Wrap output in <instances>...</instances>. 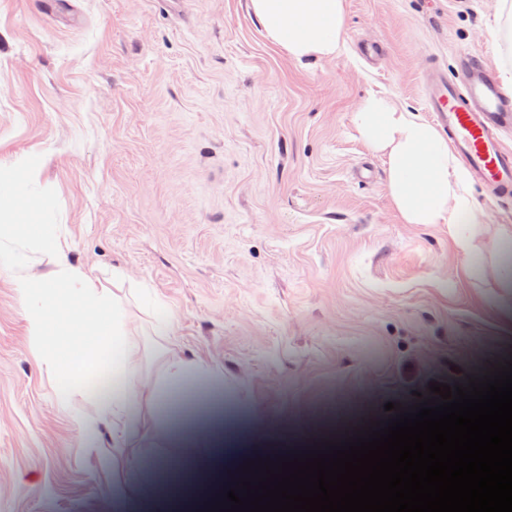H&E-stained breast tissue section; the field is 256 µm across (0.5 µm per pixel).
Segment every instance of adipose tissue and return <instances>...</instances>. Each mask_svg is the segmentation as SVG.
<instances>
[{
	"label": "adipose tissue",
	"mask_w": 512,
	"mask_h": 512,
	"mask_svg": "<svg viewBox=\"0 0 512 512\" xmlns=\"http://www.w3.org/2000/svg\"><path fill=\"white\" fill-rule=\"evenodd\" d=\"M268 38L296 60L339 54L344 45V0H250ZM355 137L382 154L388 166L392 203L404 223L445 224L467 253L482 250L483 219L474 205L472 185L446 137L416 113L389 98L367 96L352 115ZM68 239L56 224L29 226L15 235L0 225V268L13 273L29 336L42 348L41 361L58 380L61 403L73 396L90 406L77 425L100 468L111 470L110 491L121 499L133 494L141 465L128 453L141 436L158 434L174 460L214 446L219 417L176 429L168 413L171 390L188 380L222 393L221 368L188 356L170 339L172 314L146 286L130 287L124 269L112 271L111 284L67 261ZM150 311V325L135 322L130 306ZM158 337L152 355L157 377L140 388L136 377L146 354L142 335ZM110 432L111 450L103 448Z\"/></svg>",
	"instance_id": "1"
}]
</instances>
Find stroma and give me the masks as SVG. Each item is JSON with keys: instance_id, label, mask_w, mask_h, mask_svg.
Returning a JSON list of instances; mask_svg holds the SVG:
<instances>
[{"instance_id": "stroma-1", "label": "stroma", "mask_w": 512, "mask_h": 512, "mask_svg": "<svg viewBox=\"0 0 512 512\" xmlns=\"http://www.w3.org/2000/svg\"><path fill=\"white\" fill-rule=\"evenodd\" d=\"M499 0H345L339 55L297 61L249 0H0V175L33 152L27 201L0 222L62 225L69 262L129 271L172 310L193 357L220 363L249 416L214 457L108 494L0 270V512H153L206 467L235 487L253 458L306 454L411 410L431 383L512 360L502 289L444 224H407L385 159L352 135L371 93L429 119L422 77L500 68Z\"/></svg>"}]
</instances>
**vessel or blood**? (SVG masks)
<instances>
[{
    "instance_id": "obj_1",
    "label": "vessel or blood",
    "mask_w": 512,
    "mask_h": 512,
    "mask_svg": "<svg viewBox=\"0 0 512 512\" xmlns=\"http://www.w3.org/2000/svg\"><path fill=\"white\" fill-rule=\"evenodd\" d=\"M461 83L433 73L426 79V104L446 133L448 147L491 191L512 195V146L500 133L512 129V102L492 67L479 56L460 57Z\"/></svg>"
}]
</instances>
